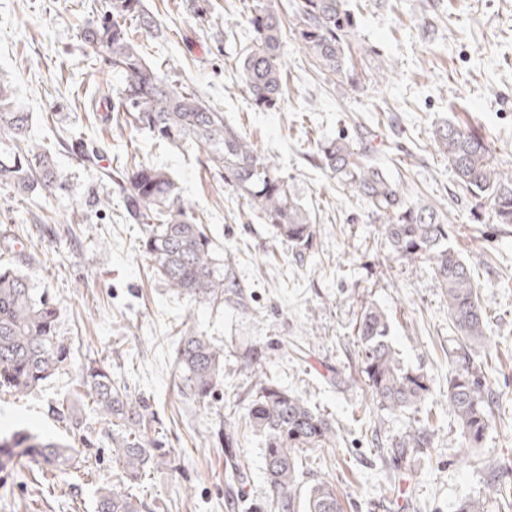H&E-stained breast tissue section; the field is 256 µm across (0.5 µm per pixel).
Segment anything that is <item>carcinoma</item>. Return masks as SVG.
Wrapping results in <instances>:
<instances>
[{
  "label": "carcinoma",
  "mask_w": 512,
  "mask_h": 512,
  "mask_svg": "<svg viewBox=\"0 0 512 512\" xmlns=\"http://www.w3.org/2000/svg\"><path fill=\"white\" fill-rule=\"evenodd\" d=\"M295 23L293 42L320 72L337 83L358 84L347 67L356 23L343 0H290ZM254 42L239 59L250 106L272 110L280 106L284 87L282 61L286 34L275 0H254L247 18ZM156 21L143 0H108L103 14L81 29V39L106 67L123 78L112 99L94 106L126 115L139 130L180 147L191 144L205 156V165L224 185L246 197L275 239L285 240L298 256L312 250L316 226L293 193L275 161L258 151L238 128L224 122V113L207 106L194 91L174 86L146 60L133 30L150 35ZM32 113L18 102L13 90L0 82V186L19 195L46 197L61 189L55 154L35 146L28 133ZM433 139L454 170L460 188L488 202L498 224H512V165L500 163L491 144L476 126L446 121L434 127ZM377 149L362 141L338 136L318 144L326 168L346 192L365 205L390 256L403 265L427 264L448 301V318L459 335L455 368L448 378V406L460 428V448H476L488 429L492 407L498 403L478 361L475 348L486 338V307L471 267L460 256L448 230V212L438 205L408 196L401 181L374 159ZM115 183L123 196L128 220L144 226L142 250L173 291L198 301L224 298V276L217 267L204 214L181 195L169 174L146 163L112 171H97ZM58 309L45 289L12 268H0V389L28 394L68 366L69 344L59 335ZM389 316L381 307L363 308L355 325L364 373L372 401L390 415L416 409L430 389L427 378L402 363L392 347ZM224 351L206 337L184 330L176 356L177 371L198 399L204 401L223 386ZM255 398L241 419L224 422V474L227 498L244 494L250 467L236 453L242 427L264 435V474L269 487L259 512H341L336 488L329 481L300 486L297 453L325 448L335 437L333 425L297 394L278 386L264 371L261 356L249 358ZM77 386L106 423L125 491L110 485L97 490L95 512H142L145 507L131 489L140 486L152 469L170 462V451L143 429L145 407L112 382L101 362L84 365ZM54 415L82 433L86 446L94 441L69 401ZM397 448H430L432 433L418 427L399 438ZM80 451L27 430L0 433V473L15 470L21 459L67 471L78 464Z\"/></svg>",
  "instance_id": "carcinoma-1"
}]
</instances>
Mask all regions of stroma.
I'll return each instance as SVG.
<instances>
[{"instance_id": "35a3bbf8", "label": "stroma", "mask_w": 512, "mask_h": 512, "mask_svg": "<svg viewBox=\"0 0 512 512\" xmlns=\"http://www.w3.org/2000/svg\"><path fill=\"white\" fill-rule=\"evenodd\" d=\"M93 0H0V79L33 112L30 139L55 149L65 188L56 196L15 197L0 189V267L26 273L58 308L69 366L28 395L0 391V430L27 428L80 447L79 435L51 408L73 397L78 368L104 360L113 381L146 399L148 429L174 449L175 469L150 471L136 495L150 512H230L225 505V419L240 417L253 394L248 365L260 351L274 380L332 422L333 447L299 455L304 485L332 482L344 512H456L466 498L488 499L491 472L512 470V224L495 223L485 200L456 183L432 139L447 119L481 125L497 158L512 163V0H345L355 14L357 88L325 79L286 46V92L277 110L250 107L240 68L252 34V0H144L159 25L141 50L175 84L201 99L272 157L316 224L310 253L297 256L252 215L238 192L206 170L193 147H176L93 111L115 95L119 76L88 66L80 38L96 19ZM392 69L375 82L378 66ZM376 134L382 163L407 194L445 207L449 229L487 307L486 368L503 395L478 461L457 455L459 426L446 391L458 346L448 303L429 266L389 258L377 223L343 193L317 141ZM97 143L102 163L134 160L175 178L183 198L207 217L206 231L230 287L219 302L177 295L143 253L142 227L126 217L116 184L99 181L63 137ZM102 204L89 207L88 189ZM382 307L390 341L409 369L429 381L427 402L391 416L372 402L355 336L362 308ZM224 350V386L198 400L176 372L184 330ZM300 344V353L283 347ZM432 447L400 448L416 427ZM237 453L251 469L249 504L269 496L263 438L242 429ZM107 448H92L68 474L48 475L20 461L0 478V512H94L98 485L116 483Z\"/></svg>"}]
</instances>
